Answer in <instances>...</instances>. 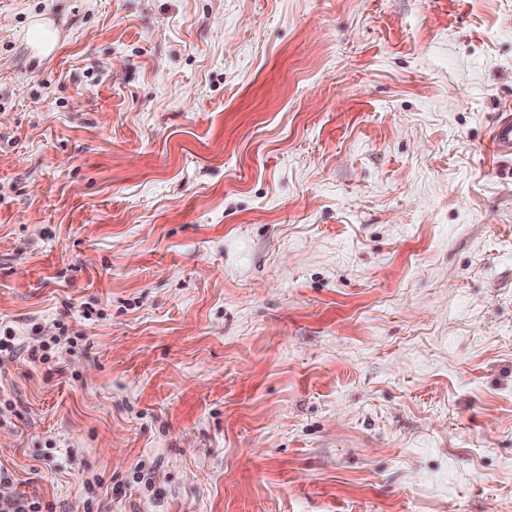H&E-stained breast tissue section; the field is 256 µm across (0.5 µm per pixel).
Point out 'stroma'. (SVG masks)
Masks as SVG:
<instances>
[{"mask_svg": "<svg viewBox=\"0 0 512 512\" xmlns=\"http://www.w3.org/2000/svg\"><path fill=\"white\" fill-rule=\"evenodd\" d=\"M508 115L512 0H0V496L512 512ZM60 40L59 30L44 16L30 19L24 34V41L33 57L43 58L52 54Z\"/></svg>", "mask_w": 512, "mask_h": 512, "instance_id": "stroma-1", "label": "stroma"}]
</instances>
